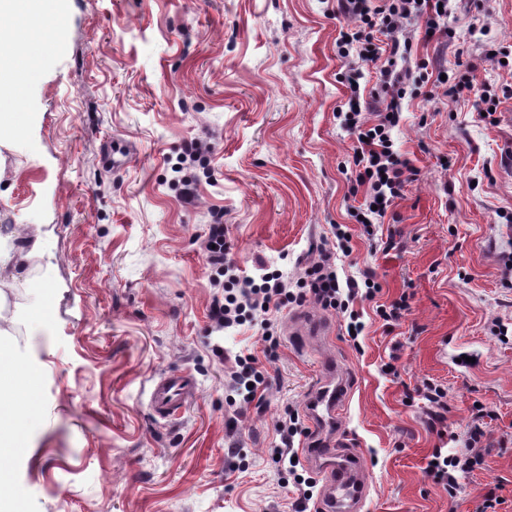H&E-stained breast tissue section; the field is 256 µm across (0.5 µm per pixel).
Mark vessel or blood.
<instances>
[{"mask_svg":"<svg viewBox=\"0 0 512 512\" xmlns=\"http://www.w3.org/2000/svg\"><path fill=\"white\" fill-rule=\"evenodd\" d=\"M335 367H327L318 384L315 400L326 403L328 410L337 411L345 402L344 383L338 382ZM193 379L182 372L163 374L150 393V404L162 418L174 416L184 409L193 392ZM309 461L317 467L322 480L319 512H362L367 498L364 478L365 461L349 446L335 447L333 440L318 438L308 449Z\"/></svg>","mask_w":512,"mask_h":512,"instance_id":"1","label":"vessel or blood"}]
</instances>
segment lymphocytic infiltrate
<instances>
[{"label": "lymphocytic infiltrate", "instance_id": "lymphocytic-infiltrate-1", "mask_svg": "<svg viewBox=\"0 0 512 512\" xmlns=\"http://www.w3.org/2000/svg\"><path fill=\"white\" fill-rule=\"evenodd\" d=\"M439 3L440 0H336L337 13L353 22L352 27L340 33V55L346 58L355 52L362 60L380 62V87L387 97L383 105L375 100L365 101L360 94V71L352 69L345 74L344 82L350 95L342 122L358 140L353 162L356 182L364 189V203L353 208L351 215L366 228L385 216L408 180L410 166L399 157L393 139V131L401 120L408 77L405 62L411 48L406 36L409 25L415 21L424 23L429 36L448 35V14L440 10ZM383 34L388 37L384 44L379 41ZM335 237L337 248L323 249L317 261L306 269L298 288L292 289L282 273L276 271L265 273L258 281L240 280L230 274L224 262L227 251L224 226L219 221L209 225L205 238L207 259L225 277L224 295L214 299L211 320L226 330L259 317L268 328L272 325L270 311L311 299L322 308L348 314L349 329L362 332L363 324L349 306L360 295L374 298L379 287L369 274L359 282H340L335 253L350 250L352 235L348 228L341 227ZM476 415L478 421L467 433L464 450L448 454L434 449L425 467L434 483L452 497L460 491L462 478L484 462L483 456L475 450L485 435L480 422L484 409H477ZM278 431L281 439L278 462L301 493L295 512H309L314 480L299 473L294 461V438L303 432L298 413H287L279 421Z\"/></svg>", "mask_w": 512, "mask_h": 512}]
</instances>
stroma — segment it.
Instances as JSON below:
<instances>
[{
	"label": "stroma",
	"mask_w": 512,
	"mask_h": 512,
	"mask_svg": "<svg viewBox=\"0 0 512 512\" xmlns=\"http://www.w3.org/2000/svg\"><path fill=\"white\" fill-rule=\"evenodd\" d=\"M63 12L15 101L20 122L0 132V349L37 383L16 384L27 414L0 463L23 512H293L277 423L290 410L309 423L329 359L347 386L337 435L366 460L365 512H474L494 486L512 512V66L486 56L512 54V0H451L445 41L410 27L413 80L393 139L416 176L371 238L349 212L363 197L339 114L347 64L369 95L379 67L340 57L336 0H64ZM464 81L498 98L493 115L448 95ZM192 140L202 161L184 158ZM217 218L243 275L270 268L292 284L349 225L340 280L368 271L380 286L353 302L362 335L311 300L272 313L274 347L257 321L215 331L221 289L201 243ZM43 288L53 309L39 326ZM402 297L399 321L377 315ZM318 313L333 336L297 335ZM248 354L269 385L246 404L229 381ZM165 372L192 375L196 394L162 420L149 394ZM427 380L447 392L435 427L411 395ZM477 402L486 463L452 498L426 458L463 449Z\"/></svg>",
	"instance_id": "stroma-1"
}]
</instances>
